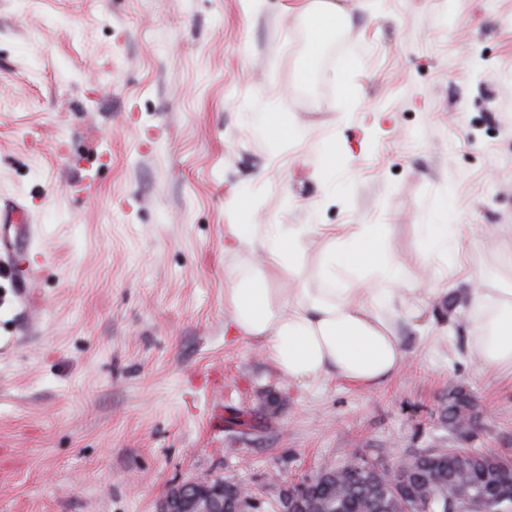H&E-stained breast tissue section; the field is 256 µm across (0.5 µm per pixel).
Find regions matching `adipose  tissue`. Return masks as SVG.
<instances>
[{
  "mask_svg": "<svg viewBox=\"0 0 512 512\" xmlns=\"http://www.w3.org/2000/svg\"><path fill=\"white\" fill-rule=\"evenodd\" d=\"M316 230L313 224L225 225V249L259 252L261 266L228 273L224 334L260 342L275 368L297 383L335 376L382 386L407 356L393 317L419 318L420 294L406 288L380 224L326 233L323 285L306 287L303 241ZM370 271L380 272L381 282L367 281ZM460 286L468 298L470 354L481 367L512 370V270L494 267Z\"/></svg>",
  "mask_w": 512,
  "mask_h": 512,
  "instance_id": "1",
  "label": "adipose tissue"
}]
</instances>
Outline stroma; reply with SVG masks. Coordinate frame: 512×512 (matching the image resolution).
I'll return each instance as SVG.
<instances>
[{
	"mask_svg": "<svg viewBox=\"0 0 512 512\" xmlns=\"http://www.w3.org/2000/svg\"><path fill=\"white\" fill-rule=\"evenodd\" d=\"M335 2L351 19L312 67V0H0V213L25 204L48 252L42 332L0 357V512H155L207 476L280 512L352 453L451 445L455 386L477 446L512 455V372L472 360L454 285L512 259V0ZM228 224L386 225L407 286L437 290L397 321L404 367L305 387L225 339V278L253 261ZM432 224L464 254L427 273ZM439 417L441 424L448 425V431L457 437L469 440L477 435L479 424L476 423L472 398L460 388L448 391V402Z\"/></svg>",
	"mask_w": 512,
	"mask_h": 512,
	"instance_id": "1",
	"label": "stroma"
}]
</instances>
